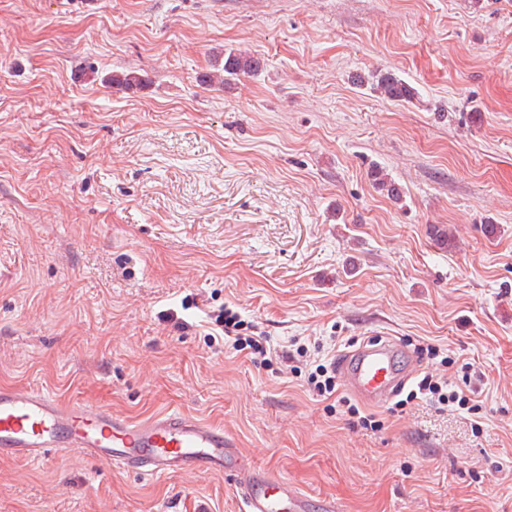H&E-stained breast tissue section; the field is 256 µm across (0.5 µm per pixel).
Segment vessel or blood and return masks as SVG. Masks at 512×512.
<instances>
[{"label":"vessel or blood","mask_w":512,"mask_h":512,"mask_svg":"<svg viewBox=\"0 0 512 512\" xmlns=\"http://www.w3.org/2000/svg\"><path fill=\"white\" fill-rule=\"evenodd\" d=\"M343 386L365 403L386 406L417 372L400 341L384 337L344 352ZM78 451L147 476L199 471L229 476L244 512H339L278 474L252 465L216 426L180 412L133 421L86 402L65 403L38 388L0 387V455L47 461Z\"/></svg>","instance_id":"b4317fda"}]
</instances>
